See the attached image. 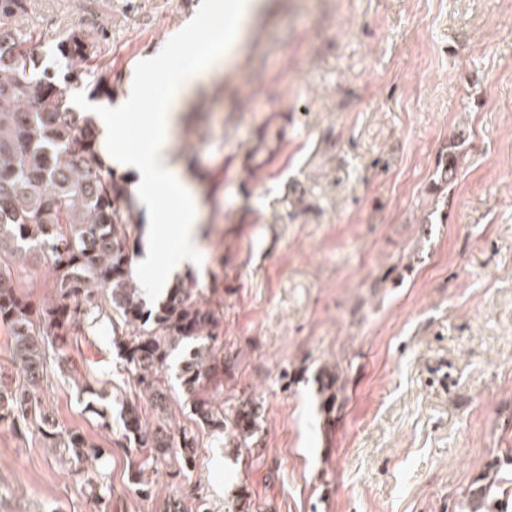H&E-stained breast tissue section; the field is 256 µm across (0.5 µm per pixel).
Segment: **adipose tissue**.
I'll list each match as a JSON object with an SVG mask.
<instances>
[{"mask_svg": "<svg viewBox=\"0 0 512 512\" xmlns=\"http://www.w3.org/2000/svg\"><path fill=\"white\" fill-rule=\"evenodd\" d=\"M261 7L262 0H201L197 13L187 20V28L223 17L229 18L230 24L187 64L177 60L183 33L171 36L161 55L175 58L176 63L162 74L152 98L153 137L147 145L121 146L116 142V135L126 124L130 113L139 108L142 100L141 72L155 69L158 57H142L136 73L126 81L125 96L95 117L98 138L107 147V162L111 167L132 175L131 190L138 207L144 208L147 214H154L158 192L163 189L179 214L175 235L178 260L169 264L162 276L147 282L149 294L163 295L183 266L201 260L197 250L199 224L203 218L201 198L194 188L192 171L175 159L171 152L173 134L178 128L184 102L198 80L223 69L226 50L243 40L249 19Z\"/></svg>", "mask_w": 512, "mask_h": 512, "instance_id": "adipose-tissue-1", "label": "adipose tissue"}]
</instances>
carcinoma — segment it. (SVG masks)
<instances>
[{
	"label": "carcinoma",
	"mask_w": 512,
	"mask_h": 512,
	"mask_svg": "<svg viewBox=\"0 0 512 512\" xmlns=\"http://www.w3.org/2000/svg\"><path fill=\"white\" fill-rule=\"evenodd\" d=\"M29 0H0V323L14 336L13 356L23 380L0 382V421L17 433L38 434L84 463L83 484L102 505L112 493L97 464L107 449L83 431L65 427L45 409L50 375L69 378L91 392L66 353L70 337L101 327L112 336L137 387L122 405V437L136 449L130 482L149 494L146 472L175 463L179 472L195 467V430L170 432L169 358L190 345L176 379L192 421L240 448L257 423L243 410L224 413V299L213 283L204 295L193 277L177 281L164 300L150 307L131 273L134 246L143 226L127 179L107 164L95 120L80 112L70 90L93 85L92 95L109 98L112 83L95 73L102 44L72 28L56 44V65L34 54L33 30L15 25ZM62 80H57L58 72ZM43 262L42 303L23 291L24 270ZM496 481L473 487L469 512H488Z\"/></svg>",
	"instance_id": "cac0c4a2"
}]
</instances>
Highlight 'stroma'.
I'll return each instance as SVG.
<instances>
[{
  "label": "stroma",
  "mask_w": 512,
  "mask_h": 512,
  "mask_svg": "<svg viewBox=\"0 0 512 512\" xmlns=\"http://www.w3.org/2000/svg\"><path fill=\"white\" fill-rule=\"evenodd\" d=\"M199 0H30L19 26L105 30L116 92ZM173 156L204 205L202 288L224 287L225 410L189 475L128 480L132 375L106 331L71 342L99 405L54 417L109 449L106 512H467L512 479V0H264L247 45L193 90ZM457 158L441 180L447 154ZM77 463L0 421V512H91ZM495 479H491L489 483L473 486L468 494L469 512H487L490 506L489 500L493 499L494 487L496 488Z\"/></svg>",
  "instance_id": "35a3bbf8"
}]
</instances>
